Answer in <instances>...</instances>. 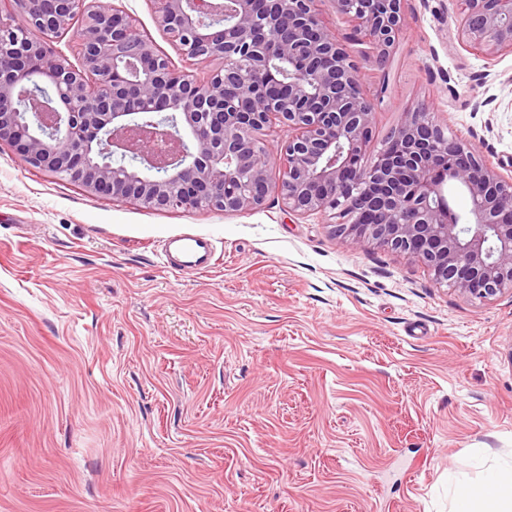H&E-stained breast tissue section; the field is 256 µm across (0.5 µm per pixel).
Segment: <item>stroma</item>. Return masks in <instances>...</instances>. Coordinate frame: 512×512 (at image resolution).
Listing matches in <instances>:
<instances>
[{"label": "stroma", "instance_id": "obj_1", "mask_svg": "<svg viewBox=\"0 0 512 512\" xmlns=\"http://www.w3.org/2000/svg\"><path fill=\"white\" fill-rule=\"evenodd\" d=\"M180 62L154 0H113ZM458 0H405L378 66L331 0L381 148L428 103L512 172V54L457 40ZM209 237L215 264L170 268ZM512 456V296L276 198L235 216L88 195L0 145V512H448V480ZM170 257L171 264L178 268L204 271L213 265L215 249L209 239L185 235L171 240Z\"/></svg>", "mask_w": 512, "mask_h": 512}]
</instances>
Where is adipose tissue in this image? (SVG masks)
I'll return each mask as SVG.
<instances>
[{
	"mask_svg": "<svg viewBox=\"0 0 512 512\" xmlns=\"http://www.w3.org/2000/svg\"><path fill=\"white\" fill-rule=\"evenodd\" d=\"M448 512H512V460L487 471L480 483L448 488Z\"/></svg>",
	"mask_w": 512,
	"mask_h": 512,
	"instance_id": "ef3b65f1",
	"label": "adipose tissue"
}]
</instances>
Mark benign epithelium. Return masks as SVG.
Returning <instances> with one entry per match:
<instances>
[{
  "label": "benign epithelium",
  "instance_id": "1",
  "mask_svg": "<svg viewBox=\"0 0 512 512\" xmlns=\"http://www.w3.org/2000/svg\"><path fill=\"white\" fill-rule=\"evenodd\" d=\"M175 68L109 0H0V143L84 192L158 210L324 212L335 235L423 263L474 302L512 292V177L448 137L434 108L401 113L366 157L384 91L319 18L316 0H157ZM458 40L512 53V0H459ZM383 65L403 0H332ZM78 26L72 53L55 39ZM288 140L274 154L269 128ZM471 201L458 224L446 191Z\"/></svg>",
  "mask_w": 512,
  "mask_h": 512
}]
</instances>
